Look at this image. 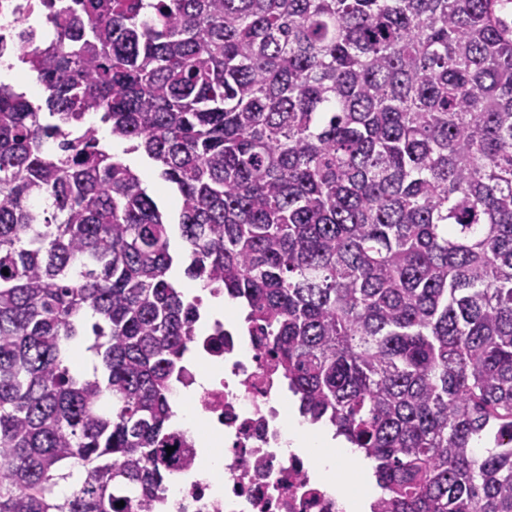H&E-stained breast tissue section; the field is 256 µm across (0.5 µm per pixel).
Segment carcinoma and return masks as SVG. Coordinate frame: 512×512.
<instances>
[{
	"label": "carcinoma",
	"instance_id": "cac0c4a2",
	"mask_svg": "<svg viewBox=\"0 0 512 512\" xmlns=\"http://www.w3.org/2000/svg\"><path fill=\"white\" fill-rule=\"evenodd\" d=\"M48 6L41 94L0 80V512H152L188 461L174 225L380 512H512V0ZM91 113L177 223L96 128L62 138ZM129 145L125 141L113 140L111 142L112 153L141 175L159 207L168 215L171 222H177L178 207L174 191L167 183L158 178L155 163L143 152L126 151Z\"/></svg>",
	"mask_w": 512,
	"mask_h": 512
}]
</instances>
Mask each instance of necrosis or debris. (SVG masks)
I'll return each instance as SVG.
<instances>
[{
  "label": "necrosis or debris",
  "instance_id": "necrosis-or-debris-1",
  "mask_svg": "<svg viewBox=\"0 0 512 512\" xmlns=\"http://www.w3.org/2000/svg\"><path fill=\"white\" fill-rule=\"evenodd\" d=\"M52 31L41 0H0V67L16 63L17 47ZM194 343L216 368L193 398L192 412L224 450V462L203 479L193 473L200 448L188 433L174 444L189 462L173 467L157 512H344L317 475L312 458L280 446L288 427V383L266 358L251 325L214 319Z\"/></svg>",
  "mask_w": 512,
  "mask_h": 512
}]
</instances>
